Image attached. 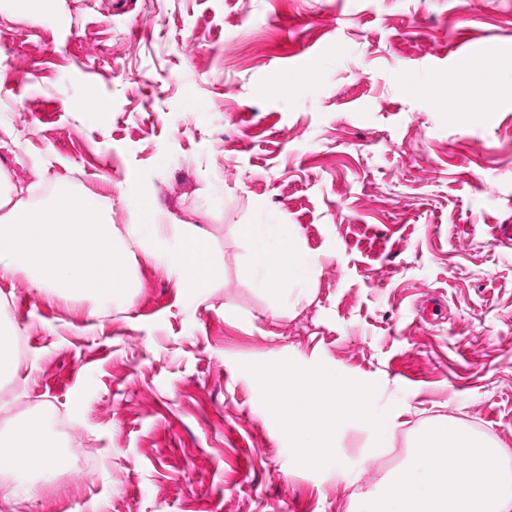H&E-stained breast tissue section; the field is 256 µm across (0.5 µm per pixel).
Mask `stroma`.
I'll return each instance as SVG.
<instances>
[{
  "label": "stroma",
  "mask_w": 512,
  "mask_h": 512,
  "mask_svg": "<svg viewBox=\"0 0 512 512\" xmlns=\"http://www.w3.org/2000/svg\"><path fill=\"white\" fill-rule=\"evenodd\" d=\"M469 43L492 50L463 73ZM89 91L102 111L73 110ZM0 162L120 233L153 199L219 270L189 297L168 244L134 248L97 318L0 277L26 339L0 389L95 460L0 512H348L432 421L512 448V247L490 235L512 222V0H58L37 23L0 0ZM242 224L294 234L304 294L255 286ZM279 360L363 382L396 429L342 426L301 463L257 377Z\"/></svg>",
  "instance_id": "35a3bbf8"
}]
</instances>
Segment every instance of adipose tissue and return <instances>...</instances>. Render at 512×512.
I'll list each match as a JSON object with an SVG mask.
<instances>
[{"label":"adipose tissue","instance_id":"adipose-tissue-1","mask_svg":"<svg viewBox=\"0 0 512 512\" xmlns=\"http://www.w3.org/2000/svg\"><path fill=\"white\" fill-rule=\"evenodd\" d=\"M163 218L154 201L143 200L139 219L121 236L96 197L65 189L60 200L32 206L0 164V276L24 273L34 291L65 289L67 297L90 300L91 313H98L130 286V245L164 241ZM239 232L257 242L251 273L262 288L279 293L312 280L316 265L299 253L292 235L268 244L259 239L260 225L243 224ZM167 264L190 296L218 272L208 238L198 229L181 233ZM259 377L275 399L304 385L303 394L278 417L283 430L298 436L302 461L331 452L340 423L377 425L386 432L396 425L395 419L370 416L361 382L316 371L301 375L281 362L262 368ZM59 465L39 418L15 423L10 438L0 441V468L25 476L26 482L0 488V496L31 495L34 480L50 478ZM369 512H512V448L490 444L459 424L426 426L405 460L383 479Z\"/></svg>","mask_w":512,"mask_h":512}]
</instances>
